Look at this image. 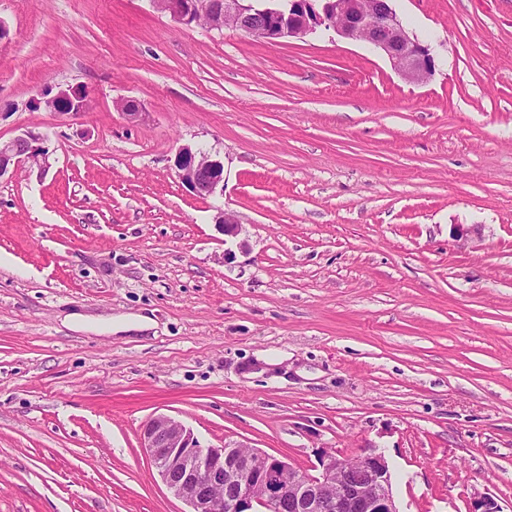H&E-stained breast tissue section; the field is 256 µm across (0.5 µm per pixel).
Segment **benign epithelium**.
Wrapping results in <instances>:
<instances>
[{
  "label": "benign epithelium",
  "mask_w": 512,
  "mask_h": 512,
  "mask_svg": "<svg viewBox=\"0 0 512 512\" xmlns=\"http://www.w3.org/2000/svg\"><path fill=\"white\" fill-rule=\"evenodd\" d=\"M153 9L181 26L200 17L235 20L234 29L271 42L303 38L324 28L351 41L380 49L404 80L422 84L435 73V59L403 25L391 0H289L283 11L270 0L256 17L252 0H151ZM45 107L77 115L87 96L67 87L43 99ZM45 136L27 131L0 142V178L29 163H45ZM181 182L194 195L207 198L223 188V163L208 153L181 147L175 158ZM225 234L235 235V215L214 216ZM142 447L150 453L162 481L190 512H399L385 456L369 449L355 460L327 453L315 475L255 448L242 445L204 448L191 429L167 416L147 421Z\"/></svg>",
  "instance_id": "obj_1"
}]
</instances>
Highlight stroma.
Wrapping results in <instances>:
<instances>
[{"mask_svg": "<svg viewBox=\"0 0 512 512\" xmlns=\"http://www.w3.org/2000/svg\"><path fill=\"white\" fill-rule=\"evenodd\" d=\"M392 5L426 83L331 31L0 0V140L48 150L0 178V512H184L158 415L310 472L379 449L400 512H512V0ZM67 86L86 112L42 106ZM175 168L178 178L194 195L207 198L218 189L222 192L223 164L209 153L183 146L176 154Z\"/></svg>", "mask_w": 512, "mask_h": 512, "instance_id": "35a3bbf8", "label": "stroma"}]
</instances>
